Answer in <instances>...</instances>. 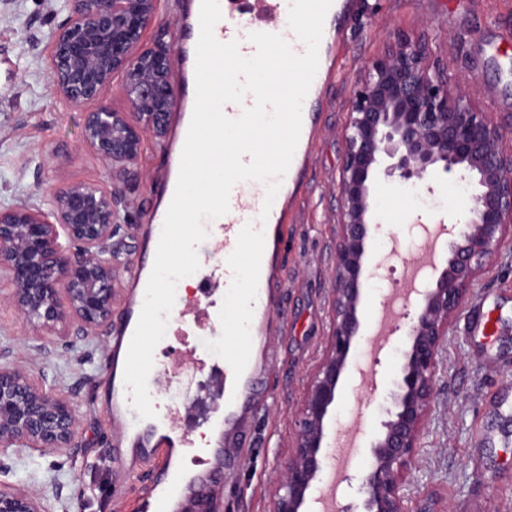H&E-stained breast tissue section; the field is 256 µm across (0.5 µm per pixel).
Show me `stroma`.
Wrapping results in <instances>:
<instances>
[{
  "label": "stroma",
  "instance_id": "stroma-1",
  "mask_svg": "<svg viewBox=\"0 0 512 512\" xmlns=\"http://www.w3.org/2000/svg\"><path fill=\"white\" fill-rule=\"evenodd\" d=\"M340 70L327 89L312 157L298 189L294 222L275 261V330L270 359L254 397L255 416L242 427L231 463L213 491L214 512H271L281 479L280 462L295 443L307 381L328 340L331 270L336 230L337 138L345 103L366 61L385 53L394 34L426 38L433 62L447 67L452 82L469 83L473 100L496 117L512 115V0H348ZM57 19L43 0H12L0 12V206L43 199L73 181H102L119 191L128 222L112 240L117 295L113 321L133 302L130 277L146 246L145 226L158 208V191L170 176V143L144 133L138 179L109 170L81 143L85 105L55 102L43 70L44 34ZM384 230L368 245L378 264L365 284L363 315L375 324L386 294L405 287L435 225L462 209L465 186L446 177L430 185L383 178L374 185ZM0 277V363L25 367L68 397L78 416L73 448L56 454L25 451L0 462V482L44 491L51 512H139L157 461L130 473L112 467L115 429L104 409L111 332L49 336L35 341ZM484 303L498 322L495 338L472 336L469 318ZM406 321L396 318L383 349L364 335L353 352L325 430L329 455L349 454L335 486L337 508L354 503L351 477L367 460L379 425V407L398 369ZM171 384L174 409L187 418L189 434L203 429L218 390L209 367L179 365ZM512 384V241L505 243L476 281L452 323L437 385V407L427 420L406 512H512V418L489 411L487 401Z\"/></svg>",
  "mask_w": 512,
  "mask_h": 512
}]
</instances>
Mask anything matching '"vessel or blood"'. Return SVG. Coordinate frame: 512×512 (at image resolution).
<instances>
[{
	"label": "vessel or blood",
	"instance_id": "vessel-or-blood-1",
	"mask_svg": "<svg viewBox=\"0 0 512 512\" xmlns=\"http://www.w3.org/2000/svg\"><path fill=\"white\" fill-rule=\"evenodd\" d=\"M222 18L219 27L225 41H238L242 56L256 52L248 39L250 33L266 32L283 36L295 53L305 51L288 24L290 0H219ZM346 20L344 0H333L325 21L319 47V67L302 106V130L291 165L281 181L271 209H264V198L259 194L244 195L232 189L229 207L238 214L236 222L229 224L206 223L207 237L197 247V254L211 273L200 286L204 305L194 307L196 322L204 324L209 335L234 336L247 344L267 334L271 319L272 294L269 274L273 266V253L287 231L288 217L294 206L295 186L312 155L317 133L323 93L333 80L341 56L343 24ZM200 35L199 14L187 12L177 25V52L184 64L181 102L195 97L196 45ZM250 270L249 286H242V270ZM141 310L128 309L119 333L112 341V393L106 406L117 426L120 446L113 452L118 466L134 469L138 464L161 458L162 464L155 476V492L147 502L148 512H171V495L184 497L207 487L214 475L228 465L230 455L226 448H208L209 459L200 474L184 476L175 466L173 457L177 448H193L195 442L176 428V419L168 401L164 377L152 372L149 393L157 416L140 418L131 406V398L124 384V369L130 341L137 326ZM249 354L238 353L236 372L226 382L216 404V413L206 420L208 428L222 425L225 404H238L241 400V380L251 374Z\"/></svg>",
	"mask_w": 512,
	"mask_h": 512
}]
</instances>
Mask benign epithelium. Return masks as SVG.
Segmentation results:
<instances>
[{
    "instance_id": "benign-epithelium-1",
    "label": "benign epithelium",
    "mask_w": 512,
    "mask_h": 512,
    "mask_svg": "<svg viewBox=\"0 0 512 512\" xmlns=\"http://www.w3.org/2000/svg\"><path fill=\"white\" fill-rule=\"evenodd\" d=\"M161 0H47L65 18L46 34L49 88L63 106L90 104L82 143L103 163L131 177L142 131L163 140L175 98L174 52L147 47L143 37ZM124 77L134 118L101 102L116 75ZM336 190L341 209L332 274L328 347L312 374L296 420L297 440L281 462L283 480L272 512H307L326 468V423L355 342L362 335L368 243L380 229L372 195L378 173L416 184L442 172L472 191L454 223L435 276L412 288L414 313L392 382L389 405L369 448L354 512H406L407 478L435 403L443 347L454 317L479 272L512 228V125L493 120L465 92L451 93L448 76L430 73L425 45L403 35L365 63L347 103ZM117 190L104 182H72L47 198L0 209V273L10 303L35 340L107 329L115 300L112 237ZM72 403L14 364H0V456L23 449L60 452L73 445ZM0 512H49L46 499L0 484Z\"/></svg>"
}]
</instances>
